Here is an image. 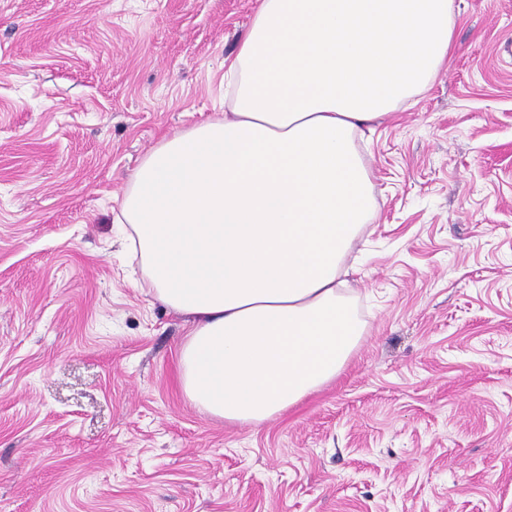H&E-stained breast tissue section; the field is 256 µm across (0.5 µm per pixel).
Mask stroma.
Returning a JSON list of instances; mask_svg holds the SVG:
<instances>
[{"instance_id":"stroma-1","label":"stroma","mask_w":512,"mask_h":512,"mask_svg":"<svg viewBox=\"0 0 512 512\" xmlns=\"http://www.w3.org/2000/svg\"><path fill=\"white\" fill-rule=\"evenodd\" d=\"M258 5L0 0V512H512V0H456L447 69L369 140L336 382L257 429L179 389L116 218L223 111Z\"/></svg>"}]
</instances>
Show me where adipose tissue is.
Returning <instances> with one entry per match:
<instances>
[{
	"label": "adipose tissue",
	"instance_id": "ef3b65f1",
	"mask_svg": "<svg viewBox=\"0 0 512 512\" xmlns=\"http://www.w3.org/2000/svg\"><path fill=\"white\" fill-rule=\"evenodd\" d=\"M455 0H261L224 109L164 137L120 221L153 299L184 319L178 380L260 427L333 383L366 332L346 278L374 217L358 142L453 52Z\"/></svg>",
	"mask_w": 512,
	"mask_h": 512
}]
</instances>
